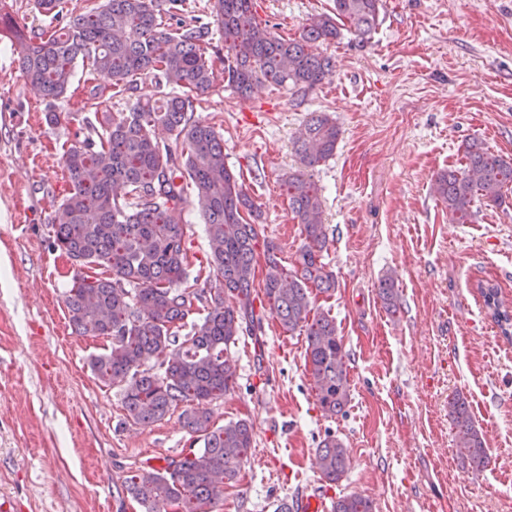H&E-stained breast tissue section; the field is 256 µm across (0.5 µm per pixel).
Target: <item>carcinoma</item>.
<instances>
[{
    "instance_id": "carcinoma-1",
    "label": "carcinoma",
    "mask_w": 512,
    "mask_h": 512,
    "mask_svg": "<svg viewBox=\"0 0 512 512\" xmlns=\"http://www.w3.org/2000/svg\"><path fill=\"white\" fill-rule=\"evenodd\" d=\"M185 0H100L70 16L68 24L29 34L10 23L0 27L25 81L48 102L45 120L55 125L54 105L71 83L78 63L107 72L112 87L134 91V77L151 76L167 89L158 104L135 99L116 118L108 99L94 94L87 134L62 156L71 188L51 218L53 245L79 266L106 269L108 276L78 275L66 297L73 326L81 334L106 336L111 345L89 361L105 384L123 387L124 407L136 424L159 422L183 406L182 424L201 448L154 472L127 478V490L144 512H202V505L224 495L248 461L253 426L245 420L212 423L202 403L221 401L237 384L228 348L240 333L262 329L254 301L262 297L283 329L306 336L307 372L324 414L345 413L349 402L347 353L336 322L312 306L310 287L321 293L336 286L322 253L327 228L321 193L309 170L336 151L339 128L327 114L312 113L296 140L301 169L283 182V192L305 244L296 266L287 270L278 247L261 239L250 219L255 204L224 162V139L211 125L191 118L197 97L208 93L216 72L211 59V29L197 18L184 19ZM380 0H334L336 16L311 19L300 39L271 32L256 18L253 0H213L217 27L224 37V83L245 97L253 86L270 82L306 95L322 84L331 61L309 44L338 35L344 19L364 39L375 29ZM162 126L174 136L152 135ZM467 170L441 175L435 194L459 224L473 216L472 204H498L512 186V161L492 156L477 143L466 147ZM196 202L209 242L208 267L219 287L188 284L189 257L182 215ZM263 250L266 273L255 280V257ZM480 294L503 336L512 337V313L502 308L498 288L479 284ZM388 311L398 309L395 282L379 283ZM205 312L200 320L192 316ZM154 356L157 368L144 369ZM457 447L476 472L490 464L468 399L457 392L448 402ZM316 466L329 483L349 467L344 443L325 434L316 448ZM332 512H375L372 500L348 494Z\"/></svg>"
}]
</instances>
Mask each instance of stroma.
I'll return each mask as SVG.
<instances>
[{"mask_svg":"<svg viewBox=\"0 0 512 512\" xmlns=\"http://www.w3.org/2000/svg\"><path fill=\"white\" fill-rule=\"evenodd\" d=\"M58 15L35 0H6L5 15L29 31L63 27L85 0ZM259 22L299 37L333 0H254ZM331 73L305 98L264 82L248 99L217 85L193 114L224 138V162L261 210L263 237L294 268L304 244L282 184L299 169L294 138L310 113L340 130L336 151L312 172L321 189L336 276L314 293L348 354L350 401L329 417L305 370L306 340L265 318V333L239 336L229 354L237 386L207 406L221 425L247 419L253 448L224 496L205 512H275L305 492L329 501L357 493L376 512H512V339L477 289L488 282L512 302V189L501 204L475 202L453 221L434 192L438 176L463 170L464 144L512 160V0H380L368 40L348 27L311 45ZM101 72L76 68L45 121L46 103L0 41V504L8 512H141L127 477L184 456L192 442L179 411L143 426L127 416L120 386L101 383L91 356L110 344L78 333L66 295L77 272L53 246L50 219L70 189L64 151L76 141ZM184 241L198 287L208 276L205 221L185 211ZM393 276L400 308L378 295ZM467 397L491 458L464 462L448 415ZM344 442L347 473L331 484L315 465L325 434Z\"/></svg>","mask_w":512,"mask_h":512,"instance_id":"obj_1","label":"stroma"}]
</instances>
